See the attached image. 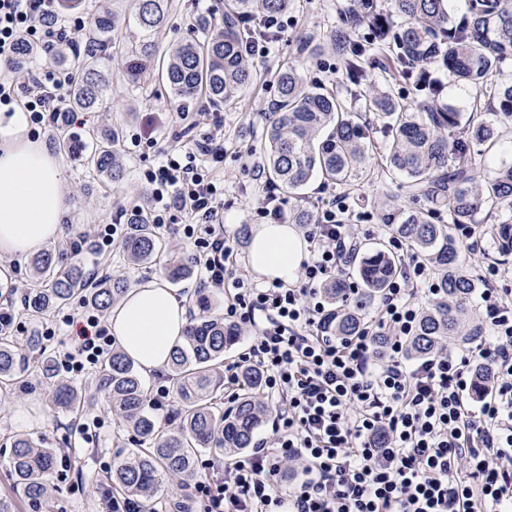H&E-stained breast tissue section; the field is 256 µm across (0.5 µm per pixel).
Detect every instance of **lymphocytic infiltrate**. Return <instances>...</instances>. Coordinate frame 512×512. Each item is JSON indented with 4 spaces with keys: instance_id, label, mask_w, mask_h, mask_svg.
<instances>
[{
    "instance_id": "f902f5d3",
    "label": "lymphocytic infiltrate",
    "mask_w": 512,
    "mask_h": 512,
    "mask_svg": "<svg viewBox=\"0 0 512 512\" xmlns=\"http://www.w3.org/2000/svg\"><path fill=\"white\" fill-rule=\"evenodd\" d=\"M58 0H0V107L22 108L31 123L52 129L80 123L68 111L75 77L57 65L20 69L21 43L52 52L77 43L85 22L60 16ZM257 31L243 53L268 57L291 23L284 14L248 18ZM162 159L143 173L148 216L159 233L176 231L192 249L203 287L229 297L225 320L253 330L238 364L259 370L273 417L272 436L228 469L224 481L197 482L201 512H512V290L499 269L479 279L481 340L455 353L414 360L404 353L419 316L417 292H432L424 263L409 244L391 239L404 260L385 288L378 319L339 341L322 329V286L349 266L359 247L352 206L331 194L307 225L310 256L298 285L257 283L238 266L224 234V124L213 120L189 144L170 129ZM74 345L61 365L79 373L105 360L112 336L94 314L64 317ZM388 338L389 357L374 361V342ZM486 385L471 389L477 372ZM300 472L288 491L276 485L284 466Z\"/></svg>"
}]
</instances>
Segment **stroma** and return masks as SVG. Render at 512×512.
Wrapping results in <instances>:
<instances>
[{"mask_svg": "<svg viewBox=\"0 0 512 512\" xmlns=\"http://www.w3.org/2000/svg\"><path fill=\"white\" fill-rule=\"evenodd\" d=\"M347 4L348 0H296L295 8L289 13L292 24L287 33L269 58L256 62V69L271 75L281 67L293 64L308 83L346 97L342 67L327 36L337 28L340 13ZM223 10L224 0H175L174 10L158 39L159 52H167L185 40L198 37L199 19H221ZM308 44L316 46V55L304 53L303 48ZM123 68V58L114 57L106 108L101 113H90L89 119L91 124L97 125L106 117L120 126L126 179L119 185L101 182L85 171L77 156L60 154L66 179L64 234L82 231L91 224L111 223L117 209L130 211L139 207L141 194L146 189L142 172L153 163L155 156L150 151L143 154L129 151L130 138L147 121L156 122L162 131L179 121L181 106L159 83L156 73L146 72L140 80L132 82L123 78ZM272 106V87L254 85L244 90L236 105L219 110L224 119V229L227 235L236 239L244 256L249 253L248 239L255 222L252 207L262 196L263 185L254 180L246 168L242 152L249 146L257 153H264V114ZM348 106L360 114L373 144L371 175L346 190L356 209L368 214L362 222L365 234L360 238L361 248L367 249L390 237L388 227L380 221L379 201L394 198L397 207L406 212L412 205L400 187L399 178L382 174L388 143L384 128L363 102L349 99ZM505 217V212L499 209L490 206L484 209L474 232L483 238L485 250L467 255L466 260L473 274H480L487 265L494 264L505 269L508 281L512 282V256L503 258L498 255L496 241L490 232L491 225ZM161 243L158 257L147 265L127 264L118 249L102 258L85 253L84 262L89 267L102 262L133 285L163 273L170 261L188 255V246L177 235H163ZM51 386V381L43 378L39 368L32 366L23 383L0 392V448L9 445L14 435L23 433L40 441L42 447L53 449L54 467L64 471L65 476L50 481L49 512H99V496L93 485L88 484V477L106 480L136 444L111 412L106 394H99L96 402L78 416L51 404Z\"/></svg>", "mask_w": 512, "mask_h": 512, "instance_id": "stroma-1", "label": "stroma"}]
</instances>
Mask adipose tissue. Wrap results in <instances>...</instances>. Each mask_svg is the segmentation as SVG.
<instances>
[{
    "instance_id": "ef3b65f1",
    "label": "adipose tissue",
    "mask_w": 512,
    "mask_h": 512,
    "mask_svg": "<svg viewBox=\"0 0 512 512\" xmlns=\"http://www.w3.org/2000/svg\"><path fill=\"white\" fill-rule=\"evenodd\" d=\"M65 197L60 161L28 134L23 112H15L0 128V254L25 256L59 237ZM306 253L293 226L255 225L249 264L265 280L294 283ZM187 323L185 302L159 275L129 288L110 320L117 344L148 374L166 369Z\"/></svg>"
}]
</instances>
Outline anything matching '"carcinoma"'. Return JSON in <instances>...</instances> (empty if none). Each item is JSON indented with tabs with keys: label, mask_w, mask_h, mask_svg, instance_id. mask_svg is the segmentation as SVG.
Returning <instances> with one entry per match:
<instances>
[{
	"label": "carcinoma",
	"mask_w": 512,
	"mask_h": 512,
	"mask_svg": "<svg viewBox=\"0 0 512 512\" xmlns=\"http://www.w3.org/2000/svg\"><path fill=\"white\" fill-rule=\"evenodd\" d=\"M292 0H226L224 22L216 32L207 19L198 26L203 37L173 47L168 58L157 61L156 39L165 28L171 0H131V12L105 11L96 16L84 46L60 53L57 62L75 71L69 105L81 112H99L109 83L114 37L123 36L120 55L134 68L131 81L147 69L158 72L171 96L184 103L205 98L216 106L233 104L263 76L243 57L246 36L243 19L258 11L286 12ZM450 0H393L400 22L378 8L377 0H350L341 25L332 30L351 93L376 111V118L390 130L386 156L389 173L403 177L408 198L423 207L408 213L385 200L379 203L382 223L393 235L408 242L428 265L437 295L418 317L406 343L409 356L421 358L450 344H466L479 338L481 328L468 303L476 284L468 274L451 229L456 224H476L490 204L512 207V163L484 175L481 151L497 146L503 131L512 130V75L501 63L512 58V0H461L456 11ZM447 71L473 93V106L488 97L496 101L491 119L478 112L469 115L438 104L441 84L432 75ZM381 72L392 83H410L418 92L413 104L376 90L374 75ZM276 91L274 110L264 128L265 178L278 192L297 199L315 178L347 184L368 173L370 141L365 125L338 95L309 86L291 65L272 78ZM92 150L82 156L90 174L109 183H120L125 168L119 159L120 131L98 126L92 132ZM448 215V223L435 216ZM315 214L300 204L289 212L288 223L312 224ZM502 256L512 255V221L492 225ZM161 242L146 212L132 216L122 242L123 253L134 265L152 261ZM361 289L337 278L325 292L331 301L327 334L338 338L357 335L365 326L367 311L383 289L402 270L397 253L381 243L356 255ZM165 276L176 283L192 276L190 267L172 262ZM86 266L65 260L56 250H44L29 260V280L20 297V311L39 320L79 297L99 311H108L129 289L127 279L105 275L91 286ZM199 312L190 316L182 341L168 364L169 377L183 403L180 424L161 429L147 409L143 381L132 361L119 349L100 371L95 388L77 390L60 381L52 392L53 405L80 411L95 393L108 394L112 411L125 423L137 442L128 461L113 475L118 494L151 499L163 477L192 478L199 457L237 453L251 447L267 408L258 397L260 374L252 368L239 371L240 393L224 407V353L240 337L239 329L213 316L205 296ZM46 344L32 331L17 344L0 331V387L23 381L30 359H42V372L54 377ZM54 454L26 435L11 442L6 468L13 491L31 512L47 497L48 474Z\"/></svg>",
	"instance_id": "cac0c4a2"
}]
</instances>
